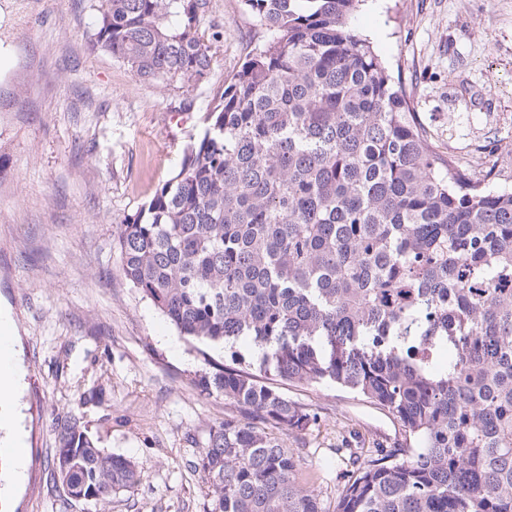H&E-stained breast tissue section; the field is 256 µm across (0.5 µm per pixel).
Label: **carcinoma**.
Returning <instances> with one entry per match:
<instances>
[{"instance_id":"carcinoma-1","label":"carcinoma","mask_w":512,"mask_h":512,"mask_svg":"<svg viewBox=\"0 0 512 512\" xmlns=\"http://www.w3.org/2000/svg\"><path fill=\"white\" fill-rule=\"evenodd\" d=\"M360 2L244 0L273 37L117 225L121 272L181 334L245 341L280 379L334 382L397 420L409 444L350 453L336 512H512V190L432 149L350 25ZM207 7L100 0L94 42L141 81L189 89L215 59ZM195 384L238 411L195 462L206 512H322L274 435L317 414L236 367ZM55 441L49 477L67 493L104 503L140 479L75 416Z\"/></svg>"}]
</instances>
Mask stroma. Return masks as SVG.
Segmentation results:
<instances>
[{"mask_svg": "<svg viewBox=\"0 0 512 512\" xmlns=\"http://www.w3.org/2000/svg\"><path fill=\"white\" fill-rule=\"evenodd\" d=\"M97 3L0 0V309L15 329L13 423L27 453L22 476L0 462V512H204L193 464L236 409L197 375L237 359L276 380L247 343L182 336L124 279L116 227L178 169L214 96L270 33L242 0H209L198 29L221 38L207 79L149 84L94 44ZM351 25L410 91L433 150L512 190V0H362ZM278 384L318 415L285 442L300 486L334 512L351 469L336 447L390 448L401 428L334 383ZM72 413L142 464L137 484L103 504L53 485L54 429Z\"/></svg>", "mask_w": 512, "mask_h": 512, "instance_id": "obj_1", "label": "stroma"}]
</instances>
